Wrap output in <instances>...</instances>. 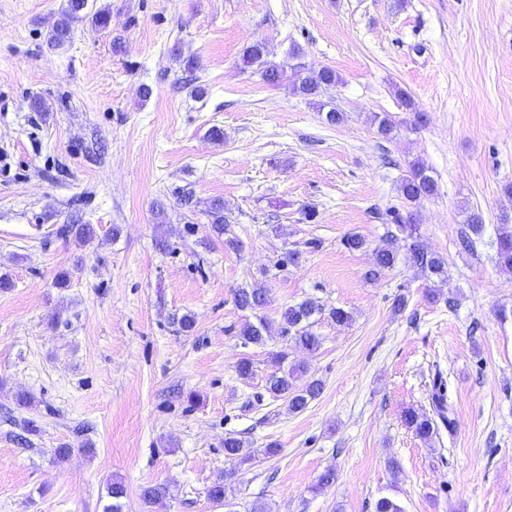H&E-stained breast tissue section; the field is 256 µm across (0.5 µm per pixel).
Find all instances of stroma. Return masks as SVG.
<instances>
[{"instance_id": "stroma-1", "label": "stroma", "mask_w": 512, "mask_h": 512, "mask_svg": "<svg viewBox=\"0 0 512 512\" xmlns=\"http://www.w3.org/2000/svg\"><path fill=\"white\" fill-rule=\"evenodd\" d=\"M103 2L108 27L79 25L53 47L64 0H0V276L12 283L0 289V512H105L115 480L123 512H224L207 496L219 477L236 512H374L382 497L402 512H512V318L496 316L512 309V269L496 261L497 230L512 225V0ZM258 41L286 71L279 84L242 65ZM299 62L341 76L323 99L342 123L294 94ZM378 115L394 137L378 135ZM417 159L438 191L417 204L416 233L448 276L427 279L401 253L366 279L389 230L375 214L402 207ZM215 199L241 250L212 232ZM471 210L485 233L468 250ZM65 224L96 237L59 235ZM353 233L363 249L344 246ZM293 249L300 265L275 270ZM242 287L267 289L274 323L308 297L352 316L318 321L315 353L289 349L323 384L303 412L265 390L284 338L233 334ZM437 378L455 427L428 445L402 414L431 411ZM229 431L252 463L225 457ZM329 468L335 483L318 488ZM150 484L170 493L147 509Z\"/></svg>"}]
</instances>
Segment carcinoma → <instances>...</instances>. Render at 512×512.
Returning a JSON list of instances; mask_svg holds the SVG:
<instances>
[{"label": "carcinoma", "mask_w": 512, "mask_h": 512, "mask_svg": "<svg viewBox=\"0 0 512 512\" xmlns=\"http://www.w3.org/2000/svg\"><path fill=\"white\" fill-rule=\"evenodd\" d=\"M89 0H66L49 32L48 42L52 46H61L71 38L75 24L91 17L92 25L98 28L108 26L111 13L107 9H99L94 13L88 11ZM243 64L248 67H257L263 81L275 85L285 76L284 69L269 60L266 46L256 42L248 47L242 57ZM341 83V77L329 67L319 69L309 68L297 64L296 79L294 81L295 94L308 101H314L321 94ZM437 192V183L428 173V167L420 161L409 164L408 170L402 179L400 193L405 203L404 211H393L392 223L396 225L398 233L405 234L407 250L414 265L431 277L443 278L447 275L444 258L434 252L428 251L424 245L413 235L416 222L415 213L411 207L418 204L421 199L430 197ZM210 220L211 230L222 235L227 231L229 218L224 213V204L213 201L205 210ZM467 240L474 242L484 234L485 225L482 216L473 211L467 216ZM61 233L72 234L81 242H88L95 236L90 224H71L61 229ZM398 233L388 235L385 246L379 248L375 254L374 268L367 272V276L375 278L379 273L392 267L397 259L394 242L398 240ZM496 256L502 266L512 268V227L503 224L497 234ZM234 303L241 311L254 313L268 303L267 290L264 288H239L234 292ZM326 316L339 325L347 324L352 320L351 313L340 307L325 309L317 301L307 298L288 306L281 313L278 325V334L291 339L295 345L311 353L319 350L322 337L313 331V326L320 317ZM273 327L264 317H257L253 322L245 320L237 331V336L243 345H264L272 337ZM288 359V352L279 350L270 353L269 364L272 371L268 373L265 389L271 396L284 402L288 412L299 413L306 409L309 401L320 395L323 386L318 379L308 377V369L301 363L284 366ZM432 412L430 416L413 408L404 411L402 419L405 426L422 441L430 444L440 436V427L448 431L454 429V419L447 416V404L443 394L442 384L434 385L432 393ZM224 455L231 461L239 464L249 462L254 457V450L249 442L234 434L224 436ZM109 496L112 497L109 512H123L122 499L126 496L123 483L112 482L108 487ZM169 494V487L162 484L149 485L141 490V500L144 505L150 506L157 500ZM208 498L217 505L230 506L228 502L226 483L224 477L217 478L209 487Z\"/></svg>", "instance_id": "cac0c4a2"}]
</instances>
